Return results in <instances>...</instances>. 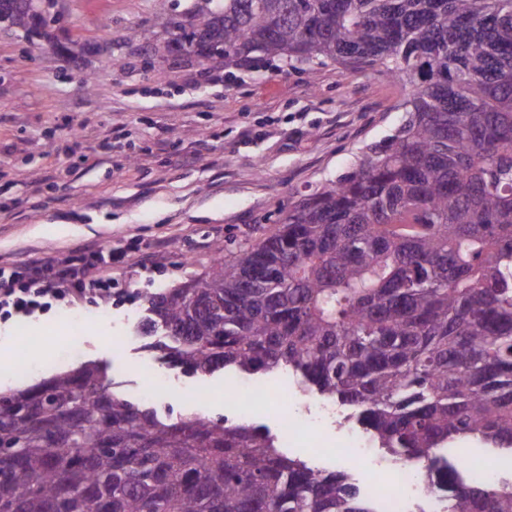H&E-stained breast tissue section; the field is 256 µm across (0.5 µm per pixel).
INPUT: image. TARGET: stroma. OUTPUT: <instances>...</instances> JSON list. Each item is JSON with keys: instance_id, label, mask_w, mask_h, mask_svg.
<instances>
[{"instance_id": "1", "label": "stroma", "mask_w": 512, "mask_h": 512, "mask_svg": "<svg viewBox=\"0 0 512 512\" xmlns=\"http://www.w3.org/2000/svg\"><path fill=\"white\" fill-rule=\"evenodd\" d=\"M202 4L69 0L39 37L0 25V264L90 244L120 254L110 296L0 319V356L28 364L21 377L0 371V394L65 370L56 353L76 341L81 361L113 369L128 395L166 381L158 399L171 418L222 416L237 375L189 377L144 349L136 326L145 292L199 277L216 253L263 238L402 123L406 92L387 75L331 64L311 75L266 64L229 73L219 60L159 53ZM134 28L144 38H130ZM101 310L107 319L86 323ZM250 382L266 400L249 421L275 435L283 455L362 487L386 484L393 463L381 451L372 471L353 466L351 426L336 405L299 392L288 373ZM186 384L204 393L203 406L180 400ZM288 410L318 420L317 440L288 441Z\"/></svg>"}]
</instances>
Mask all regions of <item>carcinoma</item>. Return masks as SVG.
I'll return each instance as SVG.
<instances>
[{"instance_id": "carcinoma-1", "label": "carcinoma", "mask_w": 512, "mask_h": 512, "mask_svg": "<svg viewBox=\"0 0 512 512\" xmlns=\"http://www.w3.org/2000/svg\"><path fill=\"white\" fill-rule=\"evenodd\" d=\"M0 0L28 35L47 17ZM178 40L224 67L393 76L404 122L280 224L145 296L190 377L288 370L417 468L444 512H512L452 442L512 460V0H207ZM88 363L0 405V512H380L246 421L173 420Z\"/></svg>"}]
</instances>
